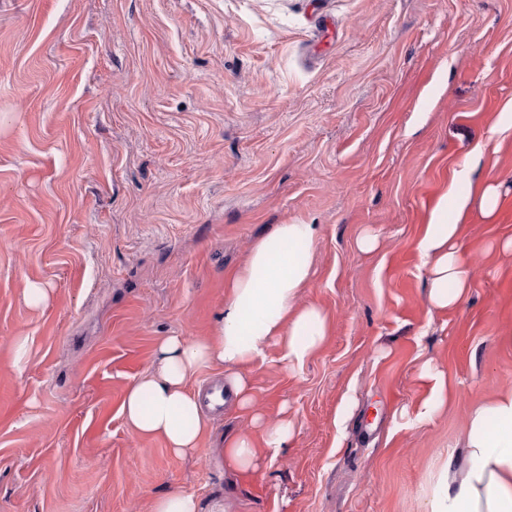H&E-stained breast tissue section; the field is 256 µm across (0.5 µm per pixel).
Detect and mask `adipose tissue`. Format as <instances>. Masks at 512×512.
Segmentation results:
<instances>
[{"mask_svg":"<svg viewBox=\"0 0 512 512\" xmlns=\"http://www.w3.org/2000/svg\"><path fill=\"white\" fill-rule=\"evenodd\" d=\"M474 200L485 218L494 217L498 195L493 186L440 197L419 243L434 309L457 306L469 291V271L456 239L458 220ZM316 239V225H275L255 242L246 262L226 277L223 309L212 334L169 336L158 344L154 372L133 384L121 404L134 432L162 438L178 455L198 448L209 419L189 382L200 370L218 368L251 425L250 431L226 441V467L254 471L259 467L257 445H264L271 460L290 446L295 428L288 418L270 422L254 411L248 370L271 346H279L282 360L294 367L326 344L329 327L323 310L299 302L311 281ZM424 512H512V389L470 408L462 448L439 467Z\"/></svg>","mask_w":512,"mask_h":512,"instance_id":"adipose-tissue-1","label":"adipose tissue"}]
</instances>
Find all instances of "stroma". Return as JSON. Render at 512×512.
Here are the masks:
<instances>
[{"instance_id":"stroma-1","label":"stroma","mask_w":512,"mask_h":512,"mask_svg":"<svg viewBox=\"0 0 512 512\" xmlns=\"http://www.w3.org/2000/svg\"><path fill=\"white\" fill-rule=\"evenodd\" d=\"M509 103L512 0H0V512H424L469 408L512 388ZM464 168L497 217L466 221L470 292L435 310L418 243ZM293 221L329 340L251 369L291 447L225 469L231 405L182 456L137 436L120 407L158 343L210 335L226 275ZM421 378L424 380L434 381L431 395L424 405V414L430 417L438 407L444 404L446 398L448 397V386L446 385V382L442 376L436 372L429 364L424 367ZM153 512H198V505L191 494L172 493L157 499Z\"/></svg>"}]
</instances>
